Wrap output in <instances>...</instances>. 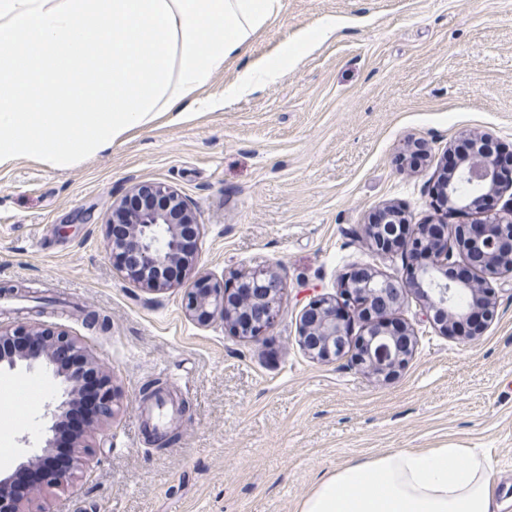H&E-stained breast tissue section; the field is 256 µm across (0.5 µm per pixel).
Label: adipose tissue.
Masks as SVG:
<instances>
[{
	"instance_id": "obj_1",
	"label": "adipose tissue",
	"mask_w": 512,
	"mask_h": 512,
	"mask_svg": "<svg viewBox=\"0 0 512 512\" xmlns=\"http://www.w3.org/2000/svg\"><path fill=\"white\" fill-rule=\"evenodd\" d=\"M280 10L281 0H0V167L69 168L160 117L275 82L335 33V18L243 69L223 99L203 93ZM493 478L491 459L469 448L388 453L322 479L298 512H499Z\"/></svg>"
}]
</instances>
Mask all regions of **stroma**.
<instances>
[{"label": "stroma", "mask_w": 512, "mask_h": 512, "mask_svg": "<svg viewBox=\"0 0 512 512\" xmlns=\"http://www.w3.org/2000/svg\"><path fill=\"white\" fill-rule=\"evenodd\" d=\"M335 17L336 31L276 82L212 112L160 118L67 170L0 167V325L38 320L78 336L111 375L119 407L84 435L76 485L34 494L33 512H296L321 479L384 453L473 448L512 512V273L490 279L498 315L482 335L445 336L409 295L399 318L416 350L392 383L348 359L326 364L299 344L310 300L342 274L374 267L406 277L408 251L381 254L365 227L379 208L410 226L474 224L475 210L435 212L430 192L449 144L486 132L512 148V0H282L279 17L215 74L222 96L240 70L295 32ZM421 143L428 156L403 154ZM160 182L195 207L197 267L218 277L275 264L282 311L260 340L201 326L184 291L148 294L108 247L113 201ZM106 316L87 328L83 313ZM155 380L181 410L151 443L142 388ZM34 386L18 416L0 415V471L38 450L63 388L43 364L0 371V392Z\"/></svg>", "instance_id": "stroma-1"}]
</instances>
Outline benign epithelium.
<instances>
[{
	"label": "benign epithelium",
	"mask_w": 512,
	"mask_h": 512,
	"mask_svg": "<svg viewBox=\"0 0 512 512\" xmlns=\"http://www.w3.org/2000/svg\"><path fill=\"white\" fill-rule=\"evenodd\" d=\"M475 186L474 197H462L456 181ZM451 210L479 207L484 217L477 235L470 225L454 230L463 246V258L452 260L448 252V226L434 236L430 224L417 226L418 242L428 248L430 258L410 282L369 268L357 274L341 276L335 295H318L309 303L301 323L300 339L309 357L321 363H333L351 356V361L380 383L396 379L412 358L409 327L391 319L413 293L424 301L425 317L440 333L453 334L454 322L466 317L470 307L458 306L457 296L466 292L472 303L485 310V321L492 320L495 304L486 281L478 276L453 277L450 270L472 264L481 257L480 268L493 277L499 271L512 270V201L500 203L503 181L494 162L475 154L459 163L443 184ZM107 223L127 225L122 239L109 238L113 254L133 258V267L123 266L126 278L150 294H160L175 286L185 287V311L199 325L221 319L236 336L258 340L275 325L282 303L283 283L278 269L271 264L257 265L236 275L237 285L228 287L224 279L196 270L195 256L189 254L185 238H198L202 229L192 203L177 190L162 183L136 184L118 202L112 204ZM361 324L362 336L350 350L349 333L353 321ZM42 361L53 369L65 386L63 399L51 411L58 420L69 412L82 393L83 371L97 372L103 383L99 391L101 422L113 414L116 398L112 379L100 364L86 354L76 337L61 328L22 323L15 327L0 325V369L13 370L20 364ZM79 465L73 454L70 467H58L54 459V437L25 456L15 473L36 470L42 480L37 488L69 485ZM14 473H0V512H26L23 500L8 495Z\"/></svg>",
	"instance_id": "benign-epithelium-1"
}]
</instances>
